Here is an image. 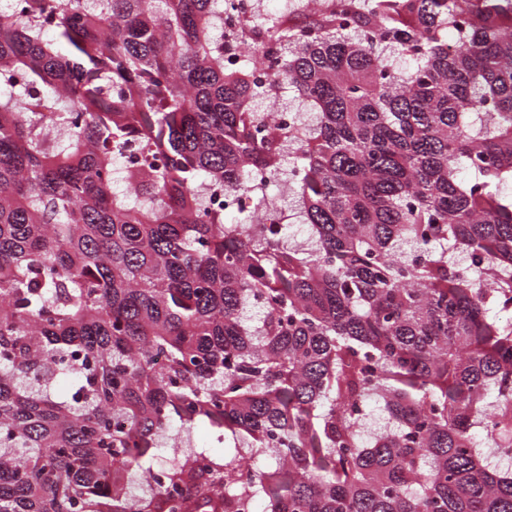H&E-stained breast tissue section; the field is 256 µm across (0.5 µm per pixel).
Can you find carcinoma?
I'll return each mask as SVG.
<instances>
[{
  "label": "carcinoma",
  "instance_id": "1",
  "mask_svg": "<svg viewBox=\"0 0 512 512\" xmlns=\"http://www.w3.org/2000/svg\"><path fill=\"white\" fill-rule=\"evenodd\" d=\"M237 39L224 0L0 9V512H512V0ZM174 420L226 451L154 469ZM190 448L197 452H222L224 449V436L219 429L208 422H198L190 431Z\"/></svg>",
  "mask_w": 512,
  "mask_h": 512
}]
</instances>
